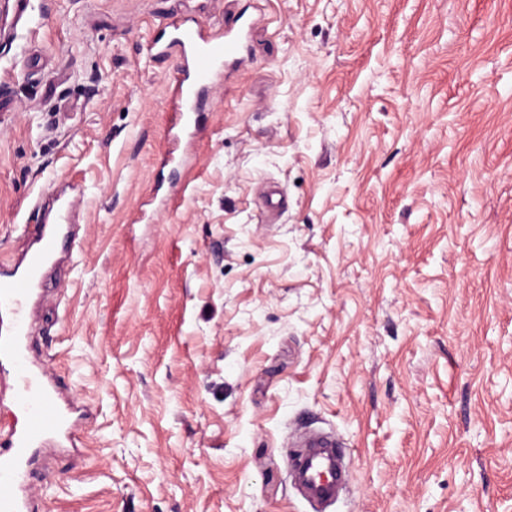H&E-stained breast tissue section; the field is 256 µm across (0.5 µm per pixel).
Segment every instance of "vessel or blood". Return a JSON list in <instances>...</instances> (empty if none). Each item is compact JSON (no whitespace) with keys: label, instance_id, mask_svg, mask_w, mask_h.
I'll list each match as a JSON object with an SVG mask.
<instances>
[{"label":"vessel or blood","instance_id":"1","mask_svg":"<svg viewBox=\"0 0 512 512\" xmlns=\"http://www.w3.org/2000/svg\"><path fill=\"white\" fill-rule=\"evenodd\" d=\"M167 39L157 40L160 54L176 57L174 81L177 121L196 122L211 85L224 73L226 59L238 55L242 37L211 33L202 28L170 23ZM82 202L77 187L53 188L42 224L26 230L29 247L22 259L0 267V397L10 396L25 416L23 426L0 430V512H28L21 494V476L39 448L76 437L61 395L46 373L34 367L24 343L31 325L29 302L49 268L75 237L72 217ZM349 463L335 434L321 433L309 447L299 449L289 465L290 476L305 496L322 504L336 501L345 490Z\"/></svg>","mask_w":512,"mask_h":512}]
</instances>
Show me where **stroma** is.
<instances>
[{
	"label": "stroma",
	"instance_id": "stroma-1",
	"mask_svg": "<svg viewBox=\"0 0 512 512\" xmlns=\"http://www.w3.org/2000/svg\"><path fill=\"white\" fill-rule=\"evenodd\" d=\"M243 15L172 172L154 40ZM67 181L30 353L93 419L41 512H316L322 430L326 512H512V0H0V264ZM308 447L291 460L290 477L309 500L334 503L347 483L345 447L332 432H322Z\"/></svg>",
	"mask_w": 512,
	"mask_h": 512
}]
</instances>
